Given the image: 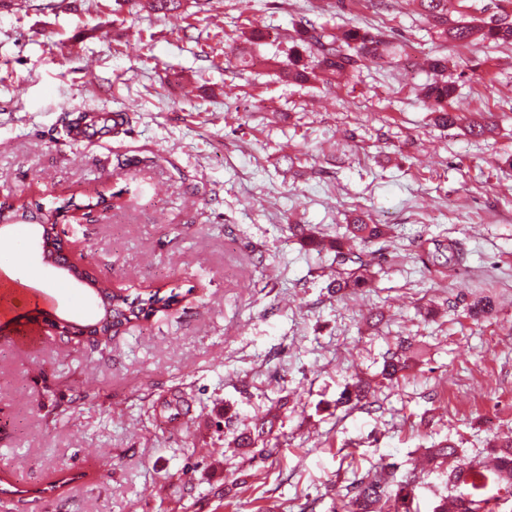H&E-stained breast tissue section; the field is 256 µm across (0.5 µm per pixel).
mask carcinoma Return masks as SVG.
<instances>
[{"label": "carcinoma", "mask_w": 512, "mask_h": 512, "mask_svg": "<svg viewBox=\"0 0 512 512\" xmlns=\"http://www.w3.org/2000/svg\"><path fill=\"white\" fill-rule=\"evenodd\" d=\"M421 14L436 29L439 37L460 45H468L474 41L494 43L497 45L512 44V0H502L508 9L498 8L495 14L480 20L478 23L454 21L451 15L456 12L454 3L462 0H416ZM293 41L296 47H306L312 57L311 62L303 63L300 56H295L288 65L286 77L296 83H304L310 78L322 77L327 81L344 78L356 72L362 62L368 59L391 61L405 53L404 45L395 44L390 35L382 31H371L361 27H350L341 36H336L327 28L310 19H302L295 26ZM428 68L435 75L432 82L422 88L424 101L432 115L435 125L453 127L459 124L461 116L453 111L452 102L456 94V86L448 79V59L445 57H429L426 59ZM496 125L490 118H474L466 126L467 133L474 138L491 135ZM387 232L384 224H368L359 219L350 225L349 233L356 245L348 248L341 242L329 244L334 252L333 263L336 267L330 272L327 287L341 292L346 288H365L374 278L373 264L366 246L383 237ZM425 264L434 267L435 271L448 270L452 277L463 266L464 248L460 240L452 237L422 239L419 243ZM180 294L175 291L161 293V289L132 294L130 289L121 288L112 294V326L137 327L162 313L168 314L179 303ZM496 304L489 296H481L468 306L469 317L474 321L493 318ZM412 344L402 341L395 352L384 361L382 376L389 382L398 380L402 373L410 367ZM370 384L359 380L345 389L338 399L340 405L357 406L367 399ZM271 432L267 421L261 419L248 432L237 440V445L249 447L254 441ZM431 463H443L458 454V449L451 442L438 448L425 449ZM492 464L484 466L471 461L460 462L448 470V486L454 489L459 486L478 485L467 480L475 474L499 489L512 494V439L495 442L491 445ZM423 471L414 467L402 477L388 466H381L373 476H361L354 479L346 488L343 512H378L380 502L392 506L393 512H418L413 507L415 488ZM432 512H494L491 499L476 497L471 494H459L454 497L453 504H448L444 496L433 507Z\"/></svg>", "instance_id": "carcinoma-1"}]
</instances>
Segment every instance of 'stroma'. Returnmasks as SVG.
Masks as SVG:
<instances>
[{"label": "stroma", "mask_w": 512, "mask_h": 512, "mask_svg": "<svg viewBox=\"0 0 512 512\" xmlns=\"http://www.w3.org/2000/svg\"><path fill=\"white\" fill-rule=\"evenodd\" d=\"M10 0L0 7V201L99 192L118 208L77 250L116 288H175L170 315L105 345L14 323L0 335V478L55 485L0 512H338L354 472L410 470L455 444L485 460L512 435V46L438 38L410 0ZM380 29L409 60L365 61L341 83L288 81L299 20ZM225 31L262 39L224 42ZM454 61L456 112H489L476 139L435 127L419 92L431 54ZM79 109L119 112L100 145L67 141ZM362 216L372 287L336 297L332 252L291 235L346 236ZM0 232V259L81 315L86 289ZM453 237L458 277L429 272L420 238ZM491 295L496 318L467 314ZM420 348L398 383L380 372L398 339ZM373 402L338 406L356 378ZM277 446L241 448L255 417ZM83 473L59 485L62 467Z\"/></svg>", "instance_id": "stroma-1"}]
</instances>
